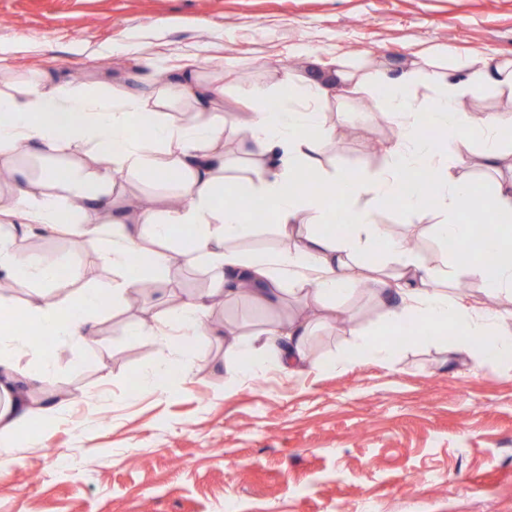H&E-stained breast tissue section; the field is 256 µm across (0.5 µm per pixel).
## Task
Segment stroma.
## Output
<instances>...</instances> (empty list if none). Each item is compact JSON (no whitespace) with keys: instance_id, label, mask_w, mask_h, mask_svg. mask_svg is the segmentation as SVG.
I'll return each instance as SVG.
<instances>
[{"instance_id":"stroma-1","label":"stroma","mask_w":512,"mask_h":512,"mask_svg":"<svg viewBox=\"0 0 512 512\" xmlns=\"http://www.w3.org/2000/svg\"><path fill=\"white\" fill-rule=\"evenodd\" d=\"M483 57L512 60V0H0V80L43 70L91 96L148 92L159 87L158 60L168 78L198 69L203 82L222 83L228 115L246 90L278 97L287 73L299 85L340 62L364 75L413 65L444 74L451 60ZM324 112L336 128L327 170L374 177L386 168L387 155L366 146L390 145L397 128L369 87L337 85ZM444 156L479 185L512 176V155L489 173L478 145L452 135ZM119 183L138 206L165 207L179 192L136 173ZM437 221L401 207L379 215L439 266ZM19 255L80 272L47 292L11 288L19 312L117 278L59 233H33ZM208 286L205 269L174 265L150 292L104 308L95 343L56 349L54 372L34 392L59 402L60 416L0 446V512H512V357L475 369L412 341L393 345L390 364L326 371L352 338L316 318L302 375L274 369L229 384L237 356L214 336L189 349L165 392L137 388L169 348L123 335V324ZM303 308L295 296L270 310L241 298L216 304L210 321L247 334Z\"/></svg>"}]
</instances>
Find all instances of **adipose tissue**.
<instances>
[{"label":"adipose tissue","mask_w":512,"mask_h":512,"mask_svg":"<svg viewBox=\"0 0 512 512\" xmlns=\"http://www.w3.org/2000/svg\"><path fill=\"white\" fill-rule=\"evenodd\" d=\"M419 80L444 86L426 115L428 124L479 143L487 167H494L506 148L499 135L503 118L495 112L470 118L459 111L458 94L477 95L491 86L512 94V64L470 63L459 84L433 71L372 78L375 100L398 128L388 149L389 163L372 180L323 167L321 156L330 132L321 114L329 84L319 76L310 77L299 93L293 92L290 78H283L284 95L276 105L262 91H246V110L238 114L236 126L241 148L255 164L234 177L226 174L220 86L185 76L145 94L89 97L40 73L0 84L1 165L15 166L28 156H54L80 142L92 149L84 163L45 168L35 181L17 171L13 198L0 197V222L12 227L0 234V281L48 286L63 275L77 278V270L64 262L38 258L16 262L17 228L33 224L78 238L122 274L112 287L76 292L65 306L29 307L26 325L45 341L38 364L29 370L19 369L13 360L8 343L18 335L15 307L0 296V443H13L27 422L57 420L58 406L30 393L35 382L53 372L55 346L86 342L95 335L99 311L108 300L125 298L137 290L141 279H157L176 260L206 266L212 276L210 288L166 309L161 326L128 323L126 335H154L164 341L174 337L179 345L190 346L213 335L208 316L217 301L250 296L275 307L290 285L306 303L331 311L337 301L357 292L375 297L386 318L387 336L408 332L414 324L452 327L455 337L441 344V352L467 355L478 368L511 355L512 320L502 312L475 306L450 289L452 278L463 275L478 279L487 293L512 294L511 224L502 226L489 243L505 256L490 274L482 260L470 258L456 259L452 271L438 270L406 250L376 221L379 209L396 202L423 215L433 212L439 218L433 227L438 241L465 246L472 233L470 225L458 218L461 207L512 216V180L495 182L488 192L477 191L468 177L443 163L436 141L419 136L411 102V89ZM175 102L189 106V122L169 120L166 110ZM143 128L150 129L151 137L136 142L132 133ZM167 169L179 175L183 205L148 211L123 207L120 174ZM302 171L336 188L339 198L370 195V207L352 210L350 231L343 238L324 230L329 200L293 189ZM430 177L436 184L427 196L420 185ZM228 186L267 207L287 247L236 250V243L250 239L257 227L246 221L241 210L225 207ZM110 215L118 223L107 234L102 225ZM380 241L385 244L382 265L367 274L361 258ZM309 335V323L292 317L268 321L246 336L225 326L224 336L239 358L229 373L231 381L255 380L275 368L302 374L308 364Z\"/></svg>","instance_id":"adipose-tissue-1"}]
</instances>
